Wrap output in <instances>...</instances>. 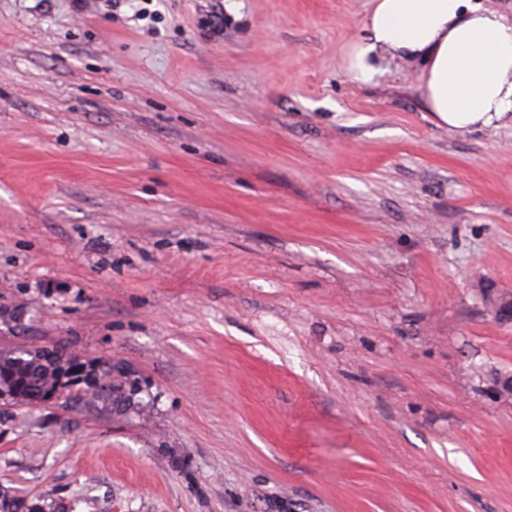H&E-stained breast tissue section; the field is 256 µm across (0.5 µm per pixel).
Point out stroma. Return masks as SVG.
Instances as JSON below:
<instances>
[{"label":"stroma","instance_id":"stroma-1","mask_svg":"<svg viewBox=\"0 0 512 512\" xmlns=\"http://www.w3.org/2000/svg\"><path fill=\"white\" fill-rule=\"evenodd\" d=\"M372 0H0V351L137 404L0 409L72 512H512V125H439Z\"/></svg>","mask_w":512,"mask_h":512}]
</instances>
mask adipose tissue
Wrapping results in <instances>:
<instances>
[{"mask_svg": "<svg viewBox=\"0 0 512 512\" xmlns=\"http://www.w3.org/2000/svg\"><path fill=\"white\" fill-rule=\"evenodd\" d=\"M382 54L423 63L422 96L440 125L469 131L512 118V20L479 0H374L356 78Z\"/></svg>", "mask_w": 512, "mask_h": 512, "instance_id": "ef3b65f1", "label": "adipose tissue"}]
</instances>
